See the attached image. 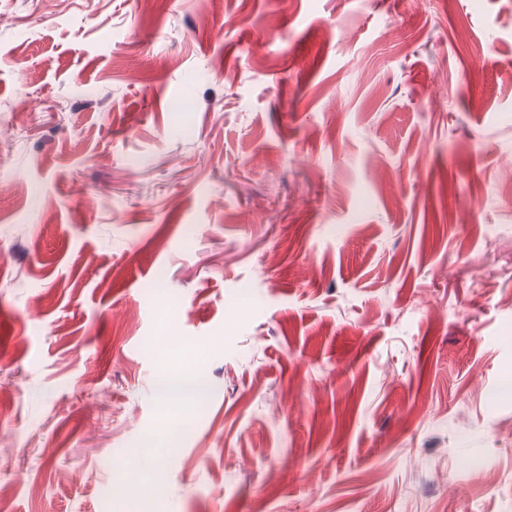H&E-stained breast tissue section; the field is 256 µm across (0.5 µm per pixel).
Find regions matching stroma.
<instances>
[{"label": "stroma", "instance_id": "1", "mask_svg": "<svg viewBox=\"0 0 512 512\" xmlns=\"http://www.w3.org/2000/svg\"><path fill=\"white\" fill-rule=\"evenodd\" d=\"M509 160L512 0H0L10 512H512ZM202 377L195 371L178 372L162 377V403L172 405L177 402L199 400Z\"/></svg>", "mask_w": 512, "mask_h": 512}]
</instances>
